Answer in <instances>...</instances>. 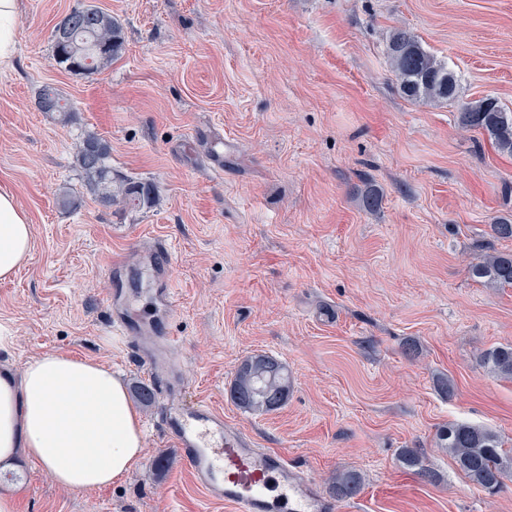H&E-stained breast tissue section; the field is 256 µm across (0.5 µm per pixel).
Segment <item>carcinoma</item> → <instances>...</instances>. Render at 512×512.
<instances>
[{
  "label": "carcinoma",
  "instance_id": "carcinoma-1",
  "mask_svg": "<svg viewBox=\"0 0 512 512\" xmlns=\"http://www.w3.org/2000/svg\"><path fill=\"white\" fill-rule=\"evenodd\" d=\"M68 23L72 39L68 42L52 41L53 60L65 65L73 60L88 62V72L94 73L117 56L124 44L121 24L111 14L95 5L69 12ZM388 55L395 72L400 92L416 102H454L459 95V83L453 71L437 60L422 46L412 32L398 28L388 41ZM45 102L51 111L68 122L72 112L58 90L43 87L36 98V108L43 111ZM459 123L468 129L488 135L495 148L512 156V111L493 97H485L460 106ZM109 145L93 134L81 140L76 162L84 186L99 200L107 204H151L150 191L136 182L112 178L109 163ZM471 276L494 287H512V253H495L477 261L470 267ZM488 371L512 379V345L495 347L481 357ZM292 387L288 368L278 358L268 354H254L238 365L230 393L234 403L246 412L269 413L268 404L284 405ZM437 445L448 450L459 473L475 488L493 491L501 485L499 478L512 474V455L504 449L501 436L486 428L467 422H450L437 434ZM401 459L408 468L428 476L423 466V454L418 448H404ZM363 484L360 473L340 471L331 484V493L338 499L351 498L359 493Z\"/></svg>",
  "mask_w": 512,
  "mask_h": 512
}]
</instances>
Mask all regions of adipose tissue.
<instances>
[{"instance_id": "1", "label": "adipose tissue", "mask_w": 512, "mask_h": 512, "mask_svg": "<svg viewBox=\"0 0 512 512\" xmlns=\"http://www.w3.org/2000/svg\"><path fill=\"white\" fill-rule=\"evenodd\" d=\"M32 226L15 194L0 188V280L29 260ZM145 443L123 381L88 359L52 353L21 375L0 371V463L26 456L66 489L95 490L130 473Z\"/></svg>"}]
</instances>
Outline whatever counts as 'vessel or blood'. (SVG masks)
<instances>
[{
	"label": "vessel or blood",
	"mask_w": 512,
	"mask_h": 512,
	"mask_svg": "<svg viewBox=\"0 0 512 512\" xmlns=\"http://www.w3.org/2000/svg\"><path fill=\"white\" fill-rule=\"evenodd\" d=\"M171 259L172 251L163 243L138 253L132 261L122 256L113 258L108 268L112 288L104 305L113 328L123 335L146 339L149 376L162 395L159 419L181 462L198 487L234 512H335L334 503L285 453L256 447L209 406L183 403L182 373L164 356L170 337L158 335L127 301L128 288L139 274L148 271L153 276L156 304L174 309L176 298L167 276Z\"/></svg>",
	"instance_id": "obj_1"
}]
</instances>
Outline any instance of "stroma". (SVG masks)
Instances as JSON below:
<instances>
[{
    "label": "stroma",
    "mask_w": 512,
    "mask_h": 512,
    "mask_svg": "<svg viewBox=\"0 0 512 512\" xmlns=\"http://www.w3.org/2000/svg\"><path fill=\"white\" fill-rule=\"evenodd\" d=\"M90 0H18L15 56L0 67V188L32 224L29 262L0 282V323L22 370L65 353L151 379L103 304L115 254L169 244L178 303L162 319L185 399L223 413L257 447L285 452L321 492L363 477L338 512H512V478L474 489L438 448L463 421L512 448V380L481 364L512 344V288L469 268L512 251L490 226L512 215V156L462 128L460 102L512 109V0H91L122 25L111 63L74 75L52 59L59 19ZM413 32L460 80L459 102H413L387 54ZM52 86L70 123L38 111ZM110 146L112 175L150 185L151 208L83 193V136ZM230 139L223 171L212 144ZM378 188L382 205L362 195ZM80 204L63 208L64 189ZM267 353L293 385L269 414L238 408V364ZM450 378L453 395L438 390ZM145 454L112 485H56L37 462L0 465L16 512H227L194 482L157 419L138 406ZM418 448L431 472L403 465ZM164 466H157L158 458ZM363 484L360 473L354 470L340 471L331 484V493L337 499L351 498L359 493Z\"/></svg>",
    "instance_id": "35a3bbf8"
}]
</instances>
